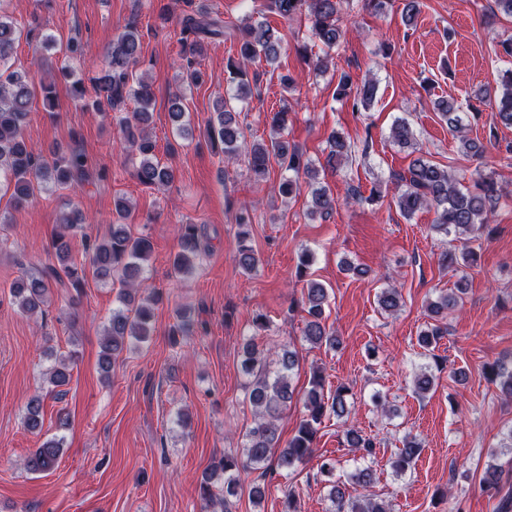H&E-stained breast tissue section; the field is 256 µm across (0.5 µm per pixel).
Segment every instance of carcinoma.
Here are the masks:
<instances>
[{"label":"carcinoma","instance_id":"obj_1","mask_svg":"<svg viewBox=\"0 0 512 512\" xmlns=\"http://www.w3.org/2000/svg\"><path fill=\"white\" fill-rule=\"evenodd\" d=\"M352 0H271V7L285 21L303 17L308 22L311 38L332 50L346 38V29L341 21L343 4ZM181 26V69L190 85H197L202 72L197 68L201 57L204 38L221 33L219 21L210 18L205 5H199L195 13L186 14L180 19ZM21 36L13 21L0 14V183L11 192L10 199L19 207L36 198L37 194L49 186L69 185L89 175L86 158L82 150L72 147L57 149L50 162H41L33 148L23 136L30 110L37 93H42L49 105H54L56 80H66L71 72L66 67L58 70L56 78L37 82L26 73L12 69L11 58L15 45ZM281 39L266 23L257 21L241 28L238 60L227 64V84L232 94L215 101L213 114L209 120L210 138L224 145V159L235 158L238 142L243 132L236 120V111L230 106L233 100H244L252 96L248 80L247 64L263 58L267 62L277 60ZM144 65L141 50V36L137 26L127 24L113 39L105 54V74L93 79L95 99L93 105L99 112L121 111V105L129 97L137 104L135 111L118 118L120 137L130 149L138 152L139 165L136 168L138 181L150 188H161L174 180L173 168L160 163L154 155V143L147 131L150 119V106L153 100L152 83L136 77L135 69ZM502 92L491 94L484 91L482 100L488 102L499 121L512 126V69L501 74ZM337 94L352 102V108L368 109L377 94V85L371 80L360 84L351 82L349 75L342 74L337 86ZM435 110L447 120L448 126L459 134L460 149L468 156H482L485 145L468 137L464 132L462 117L457 112L455 102L448 99L435 101ZM288 129V112L280 110L273 114L269 138L254 143L251 147L249 167L260 178L267 175L271 162L275 161L288 171L303 173L311 181L317 179L318 170L303 160L299 149L284 137ZM393 144L401 148H412L416 137L413 129L403 119L394 121L390 130ZM329 152L326 163L335 167L336 163L352 158V145L339 133L328 137ZM390 181L397 189L395 204L400 212L410 217L422 208L434 209L436 218L432 229L445 236L452 235L460 242L458 250H448L442 254V265L447 268L458 266L473 267L479 259L478 248L473 243L480 240L494 217L496 205L501 197L499 185L492 171L477 172L473 188L459 187L457 179L449 170L419 155L413 158L403 171L393 172ZM336 206V199L324 186L311 187L309 214L323 219L329 217ZM115 215L118 223L112 225L109 235L102 238L92 236L86 216L77 208L61 213L60 230L53 242L59 267H50L36 274L26 272L16 278L9 287L10 294L18 308L24 313L44 312L50 301L52 283L64 285L69 279L75 289L82 288L86 273L109 284L120 283L117 295L118 307L112 309L109 324L104 329L99 369L109 376L112 365L126 352H130L149 341L152 331L154 309L138 301L137 292L146 280V266L152 254L149 237L134 236L123 223L129 215L127 202H115ZM80 239L83 258L77 259L72 252L71 242ZM201 252V234L195 224L184 226L179 250L172 258L174 275L179 277L194 268V260ZM237 256L239 266L245 271L255 269L259 258L249 242V234H238ZM465 288H457L438 296L427 305L431 322L426 324L418 336V344L424 349V357H434V350L445 334L440 321L448 317L462 302ZM327 288L314 281H306L303 311L307 313L303 335L312 345L336 347L338 339L323 322L325 306L328 305ZM401 293L396 287L382 289L378 295V306L384 313L391 314L400 308ZM73 357L62 358L48 372V383L57 388L65 386L71 379ZM298 366V352L291 346H283L276 359L269 360L267 353L251 339L242 346L240 371L246 377V397L254 409V420L244 436L241 454H224L215 462L200 480V498L209 506L220 504L224 512H229L231 499L238 494L241 468L246 464L260 466L271 456H276L277 466L288 470L309 459L314 452L318 433L317 425L323 418L333 415L344 420L350 414L353 393L347 386L340 385L327 394L325 380L315 373L309 381L310 388L304 396L305 418L299 423L292 437L285 445H280L278 420L283 411L292 404L296 387L293 374ZM485 373L497 383L502 396L512 400V355L502 357L485 366ZM434 385V377L429 364L417 366L415 389L420 394L429 392ZM43 397L31 396L26 404L24 424L32 433L43 426ZM348 445L366 453H372L373 441L360 430L349 425L344 429ZM63 439L50 440L35 449L26 459L25 468L33 473L52 470L61 455ZM420 443L405 439L398 449L392 468L395 473L404 472L419 455ZM224 476V498L215 499L214 478ZM502 470L492 464L482 476V487L492 497H499L498 512H512V493L501 494ZM347 481L341 479L331 483L329 499L334 512H387V509L370 498L363 503L346 499Z\"/></svg>","mask_w":512,"mask_h":512}]
</instances>
